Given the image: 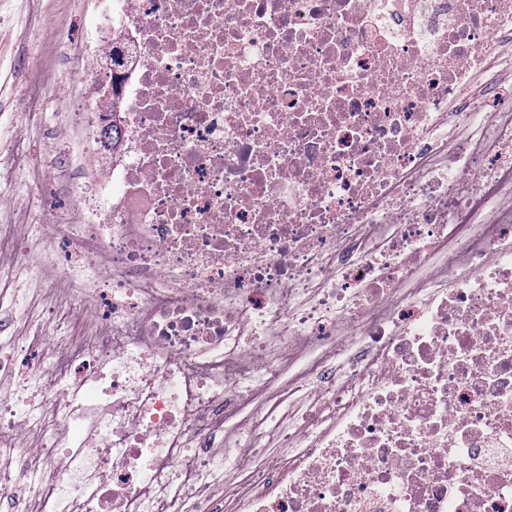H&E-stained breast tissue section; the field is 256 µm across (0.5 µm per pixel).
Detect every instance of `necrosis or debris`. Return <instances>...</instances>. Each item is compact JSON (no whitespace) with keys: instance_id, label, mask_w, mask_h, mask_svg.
<instances>
[{"instance_id":"1","label":"necrosis or debris","mask_w":512,"mask_h":512,"mask_svg":"<svg viewBox=\"0 0 512 512\" xmlns=\"http://www.w3.org/2000/svg\"><path fill=\"white\" fill-rule=\"evenodd\" d=\"M93 9L123 62L68 74L81 217L0 224V284L44 249L60 294L0 303V502L512 512V219L426 271L512 177V0Z\"/></svg>"}]
</instances>
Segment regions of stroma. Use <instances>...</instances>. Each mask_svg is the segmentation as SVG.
<instances>
[{"instance_id": "stroma-1", "label": "stroma", "mask_w": 512, "mask_h": 512, "mask_svg": "<svg viewBox=\"0 0 512 512\" xmlns=\"http://www.w3.org/2000/svg\"><path fill=\"white\" fill-rule=\"evenodd\" d=\"M91 0H0V224H72L79 200L66 188L74 174L62 156L71 132L64 123L81 91L66 85L73 53L92 24ZM46 112L45 123L22 113Z\"/></svg>"}]
</instances>
